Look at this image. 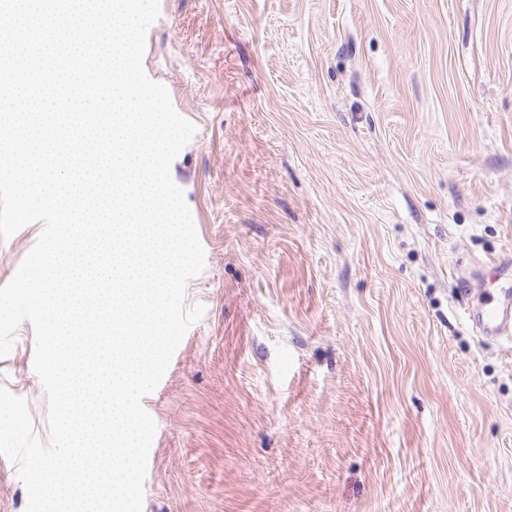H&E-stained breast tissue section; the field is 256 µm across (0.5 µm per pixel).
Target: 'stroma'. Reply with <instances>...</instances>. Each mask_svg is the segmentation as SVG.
Here are the masks:
<instances>
[{"instance_id":"obj_1","label":"stroma","mask_w":512,"mask_h":512,"mask_svg":"<svg viewBox=\"0 0 512 512\" xmlns=\"http://www.w3.org/2000/svg\"><path fill=\"white\" fill-rule=\"evenodd\" d=\"M204 314L143 512H512V0H160ZM43 231L0 238V286ZM30 323L0 358L48 442ZM505 299L489 303L477 317L475 323L482 334L511 341L512 336V292L504 291Z\"/></svg>"}]
</instances>
